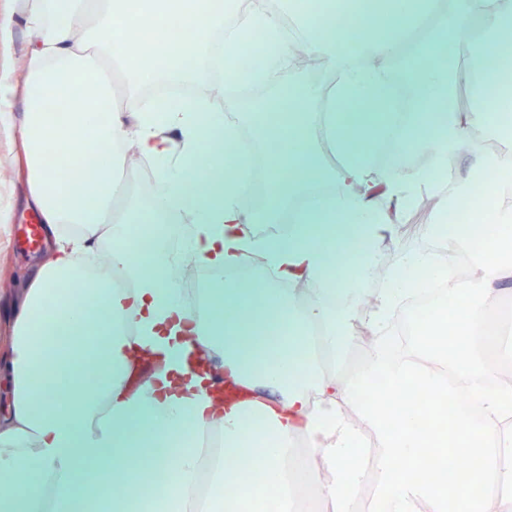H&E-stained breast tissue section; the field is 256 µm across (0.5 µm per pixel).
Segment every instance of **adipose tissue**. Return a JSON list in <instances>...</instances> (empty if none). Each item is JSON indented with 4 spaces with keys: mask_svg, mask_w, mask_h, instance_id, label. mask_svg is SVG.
<instances>
[{
    "mask_svg": "<svg viewBox=\"0 0 512 512\" xmlns=\"http://www.w3.org/2000/svg\"><path fill=\"white\" fill-rule=\"evenodd\" d=\"M299 27L335 76L327 92L286 82L295 38L276 0H8L0 7V51L18 29L32 38L23 70L0 60V139L19 142L0 167L19 164L22 187L0 183V225L18 203L38 216L45 242L23 287L0 355V512H222L227 491L259 503L268 490L294 512H352L365 478L356 460L364 441L349 415L338 375L360 326L380 331L407 298L421 252L390 266L375 306L359 315L360 285L393 224L437 192L436 211L464 189L447 177L443 157L475 134L512 135V113L493 107L497 83L486 65L512 69V43L501 24L512 0H290ZM195 33L164 40L169 18ZM382 27L370 63L357 60L345 31ZM261 31L268 52L258 84L275 97L247 116L257 145H277L266 162L261 208L246 210L249 158L198 157L207 142H232L224 107L230 93L175 99L139 97L120 106L117 90L142 81L189 82L214 53L237 56ZM413 61L414 113L390 111L394 75L382 62ZM465 70H458L459 59ZM65 104L63 123L49 102ZM391 135L413 152L439 149L428 165L381 176L363 129ZM111 147L110 166L86 179L79 152ZM136 153L150 161L147 199L123 194L113 162ZM475 174L494 170L503 207L512 163L470 152ZM191 224L183 243L194 267L220 271L223 283L186 299L167 271L161 241L168 225ZM150 235L160 244L141 261L119 248ZM108 263L85 264L102 246ZM126 287H116L113 268ZM253 269L257 287L238 277ZM64 321L69 359L46 339ZM271 478L239 481L238 462Z\"/></svg>",
    "mask_w": 512,
    "mask_h": 512,
    "instance_id": "ef3b65f1",
    "label": "adipose tissue"
}]
</instances>
